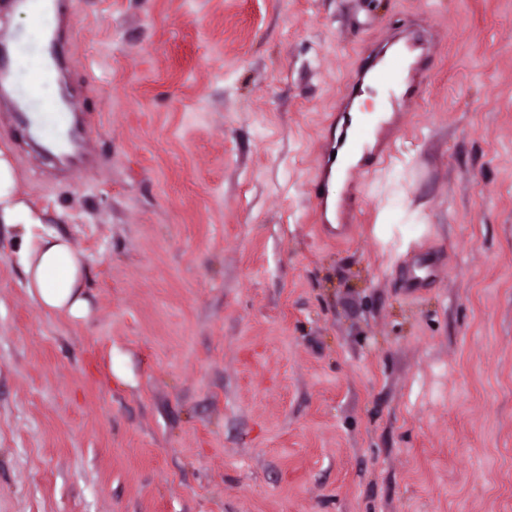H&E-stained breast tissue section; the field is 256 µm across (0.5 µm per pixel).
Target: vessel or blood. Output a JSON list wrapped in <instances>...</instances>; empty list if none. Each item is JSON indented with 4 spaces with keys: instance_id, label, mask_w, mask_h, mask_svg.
I'll use <instances>...</instances> for the list:
<instances>
[{
    "instance_id": "1",
    "label": "vessel or blood",
    "mask_w": 512,
    "mask_h": 512,
    "mask_svg": "<svg viewBox=\"0 0 512 512\" xmlns=\"http://www.w3.org/2000/svg\"><path fill=\"white\" fill-rule=\"evenodd\" d=\"M22 11L29 17L28 30L16 37L12 45L0 47V75L9 79L13 97L6 112L11 120L23 122L35 115L39 136L49 147L65 148L73 171L92 165V155L85 146L86 128L79 120L73 101L64 99L52 57L57 48L47 38L54 20L49 0H20ZM406 50L398 49L382 55L371 67L367 80L348 85L346 97L355 101L365 84L410 95L413 85ZM387 112H342L337 120L338 133L324 146L316 169L315 198L320 213H327L336 201V178L340 175L368 174L382 156L374 143L389 125Z\"/></svg>"
}]
</instances>
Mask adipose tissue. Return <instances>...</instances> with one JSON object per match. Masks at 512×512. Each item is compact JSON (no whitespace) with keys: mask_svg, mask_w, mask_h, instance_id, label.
<instances>
[{"mask_svg":"<svg viewBox=\"0 0 512 512\" xmlns=\"http://www.w3.org/2000/svg\"><path fill=\"white\" fill-rule=\"evenodd\" d=\"M27 288L47 311L83 317L88 302L83 295L84 256L66 237L48 234L27 241L19 252Z\"/></svg>","mask_w":512,"mask_h":512,"instance_id":"adipose-tissue-1","label":"adipose tissue"}]
</instances>
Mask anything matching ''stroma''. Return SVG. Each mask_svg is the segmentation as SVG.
<instances>
[{
    "label": "stroma",
    "mask_w": 512,
    "mask_h": 512,
    "mask_svg": "<svg viewBox=\"0 0 512 512\" xmlns=\"http://www.w3.org/2000/svg\"><path fill=\"white\" fill-rule=\"evenodd\" d=\"M62 8L92 167L2 112L0 151L89 312L40 309L0 223V512H512V0ZM415 30L336 242L308 180Z\"/></svg>",
    "instance_id": "1"
}]
</instances>
